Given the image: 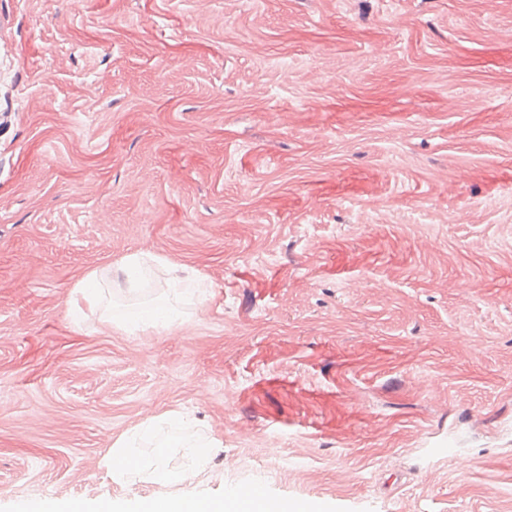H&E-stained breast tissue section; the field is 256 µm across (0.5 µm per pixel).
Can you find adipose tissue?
Returning a JSON list of instances; mask_svg holds the SVG:
<instances>
[{
	"mask_svg": "<svg viewBox=\"0 0 512 512\" xmlns=\"http://www.w3.org/2000/svg\"><path fill=\"white\" fill-rule=\"evenodd\" d=\"M192 279H175L166 291L152 298L139 309L133 310L118 303H109L108 293L112 280L99 270H91L76 282L72 289L73 311L100 313L103 323L114 325L129 332L153 330L163 332L183 323L179 304L195 288Z\"/></svg>",
	"mask_w": 512,
	"mask_h": 512,
	"instance_id": "ef3b65f1",
	"label": "adipose tissue"
}]
</instances>
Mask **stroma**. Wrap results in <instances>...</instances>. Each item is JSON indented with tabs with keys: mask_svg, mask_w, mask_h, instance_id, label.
Returning a JSON list of instances; mask_svg holds the SVG:
<instances>
[{
	"mask_svg": "<svg viewBox=\"0 0 512 512\" xmlns=\"http://www.w3.org/2000/svg\"><path fill=\"white\" fill-rule=\"evenodd\" d=\"M135 252L186 321H74ZM167 415L193 492L512 512V0H0V506ZM108 277L94 269L76 282L72 289L73 314L100 312L103 323L112 324L128 332L154 330L157 333L168 330L185 321L179 304L189 296L197 284L194 279H174L168 289L152 298L144 306L131 310L128 306L108 302L112 290V265Z\"/></svg>",
	"mask_w": 512,
	"mask_h": 512,
	"instance_id": "obj_1",
	"label": "stroma"
}]
</instances>
